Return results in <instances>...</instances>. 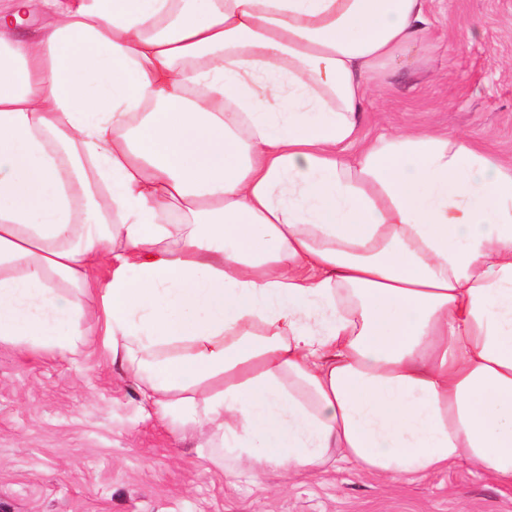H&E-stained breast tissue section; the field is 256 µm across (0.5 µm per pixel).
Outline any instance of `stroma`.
Masks as SVG:
<instances>
[{"instance_id": "35a3bbf8", "label": "stroma", "mask_w": 512, "mask_h": 512, "mask_svg": "<svg viewBox=\"0 0 512 512\" xmlns=\"http://www.w3.org/2000/svg\"><path fill=\"white\" fill-rule=\"evenodd\" d=\"M426 8L427 37L373 74L363 132L430 125L512 159V0ZM0 512H512V488L464 462L411 483L345 465L229 481L98 343L32 358L0 344Z\"/></svg>"}]
</instances>
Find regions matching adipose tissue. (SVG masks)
I'll return each instance as SVG.
<instances>
[{"label": "adipose tissue", "instance_id": "ef3b65f1", "mask_svg": "<svg viewBox=\"0 0 512 512\" xmlns=\"http://www.w3.org/2000/svg\"><path fill=\"white\" fill-rule=\"evenodd\" d=\"M429 25L424 0H0V344L97 337L228 478L512 487V164L360 130Z\"/></svg>", "mask_w": 512, "mask_h": 512}]
</instances>
